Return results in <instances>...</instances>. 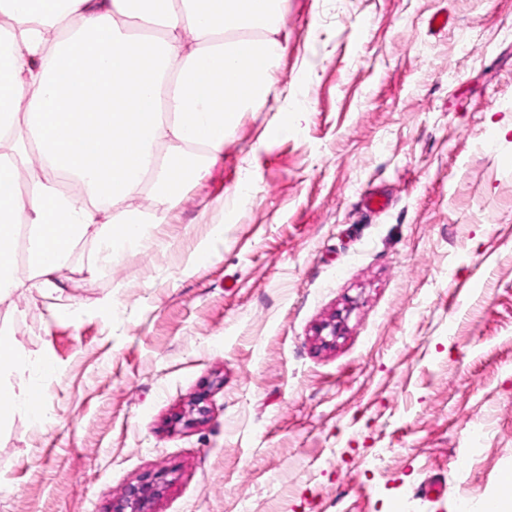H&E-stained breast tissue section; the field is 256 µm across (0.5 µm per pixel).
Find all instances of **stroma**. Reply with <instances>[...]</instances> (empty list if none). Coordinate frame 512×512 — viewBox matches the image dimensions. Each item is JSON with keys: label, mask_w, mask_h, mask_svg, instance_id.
Wrapping results in <instances>:
<instances>
[{"label": "stroma", "mask_w": 512, "mask_h": 512, "mask_svg": "<svg viewBox=\"0 0 512 512\" xmlns=\"http://www.w3.org/2000/svg\"><path fill=\"white\" fill-rule=\"evenodd\" d=\"M284 27L276 107L243 114L149 250L103 265L82 241L60 296L0 304L55 367L45 422L0 423V512H112L160 472L154 512L512 496V0H289Z\"/></svg>", "instance_id": "1"}]
</instances>
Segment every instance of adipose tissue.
Returning a JSON list of instances; mask_svg holds the SVG:
<instances>
[{"mask_svg": "<svg viewBox=\"0 0 512 512\" xmlns=\"http://www.w3.org/2000/svg\"><path fill=\"white\" fill-rule=\"evenodd\" d=\"M288 2L0 0V302L24 280L58 292L80 241L108 263L145 244L243 113L278 102ZM33 153L40 173L19 184ZM27 363L0 340V422L45 420L38 385L10 381Z\"/></svg>", "mask_w": 512, "mask_h": 512, "instance_id": "adipose-tissue-1", "label": "adipose tissue"}]
</instances>
